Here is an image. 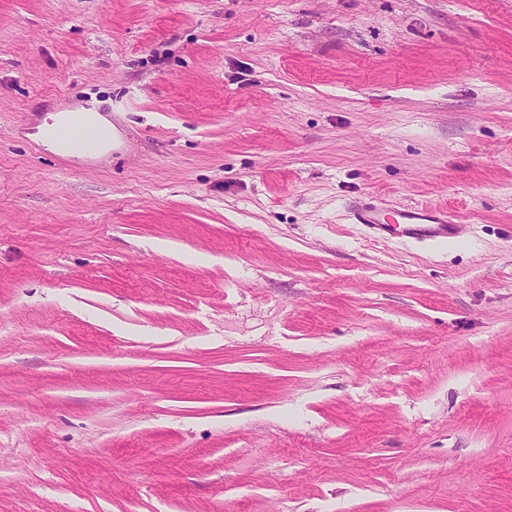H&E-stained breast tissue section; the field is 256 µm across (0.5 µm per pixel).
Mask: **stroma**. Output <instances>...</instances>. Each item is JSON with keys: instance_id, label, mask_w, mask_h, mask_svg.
<instances>
[{"instance_id": "35a3bbf8", "label": "stroma", "mask_w": 512, "mask_h": 512, "mask_svg": "<svg viewBox=\"0 0 512 512\" xmlns=\"http://www.w3.org/2000/svg\"><path fill=\"white\" fill-rule=\"evenodd\" d=\"M0 512H512V0H0ZM63 135L85 150L96 148L101 137L98 129L80 116L71 121L69 128L63 131ZM350 209L359 224L380 237L445 242L456 239L460 233L461 224H454L446 209L433 205L404 206L391 215L376 204L357 200Z\"/></svg>"}]
</instances>
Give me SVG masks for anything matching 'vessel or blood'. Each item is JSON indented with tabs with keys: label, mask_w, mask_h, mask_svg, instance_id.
Returning <instances> with one entry per match:
<instances>
[{
	"label": "vessel or blood",
	"mask_w": 512,
	"mask_h": 512,
	"mask_svg": "<svg viewBox=\"0 0 512 512\" xmlns=\"http://www.w3.org/2000/svg\"><path fill=\"white\" fill-rule=\"evenodd\" d=\"M80 148H96L101 134L82 117H75L64 132ZM350 209L358 223L380 237H401L416 241L445 242L458 237L460 227L449 218L446 209L421 204L409 205L394 213L362 200L352 202Z\"/></svg>",
	"instance_id": "1"
}]
</instances>
